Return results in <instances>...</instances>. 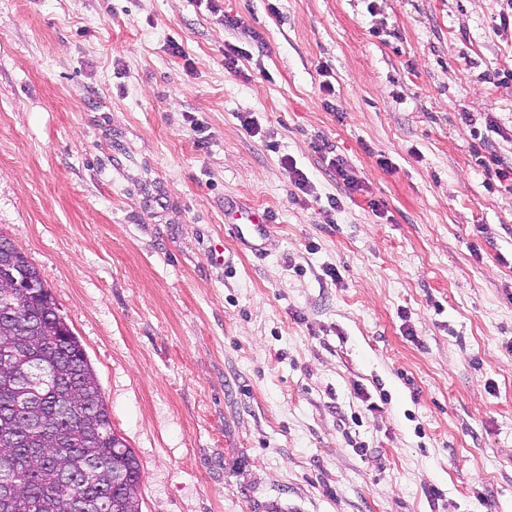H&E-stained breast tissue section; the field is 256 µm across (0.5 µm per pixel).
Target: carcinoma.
<instances>
[{
  "label": "carcinoma",
  "instance_id": "carcinoma-1",
  "mask_svg": "<svg viewBox=\"0 0 512 512\" xmlns=\"http://www.w3.org/2000/svg\"><path fill=\"white\" fill-rule=\"evenodd\" d=\"M37 268L13 248L0 250V268ZM39 326L25 337L0 320V463L13 480L0 494V512H76L85 499L103 512H141L139 462L112 429L97 374L51 292L33 300ZM30 374L37 404L16 414L21 396L7 375Z\"/></svg>",
  "mask_w": 512,
  "mask_h": 512
}]
</instances>
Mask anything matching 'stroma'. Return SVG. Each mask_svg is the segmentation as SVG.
<instances>
[{
	"mask_svg": "<svg viewBox=\"0 0 512 512\" xmlns=\"http://www.w3.org/2000/svg\"><path fill=\"white\" fill-rule=\"evenodd\" d=\"M223 7L242 28L0 0V236L95 369L141 512H512V189L484 165H512V5ZM232 199L270 212L263 255ZM18 265L24 266L28 277L39 284L41 277L37 268L29 261L23 252H17L14 248L0 250V270L2 267L12 269Z\"/></svg>",
	"mask_w": 512,
	"mask_h": 512,
	"instance_id": "35a3bbf8",
	"label": "stroma"
}]
</instances>
